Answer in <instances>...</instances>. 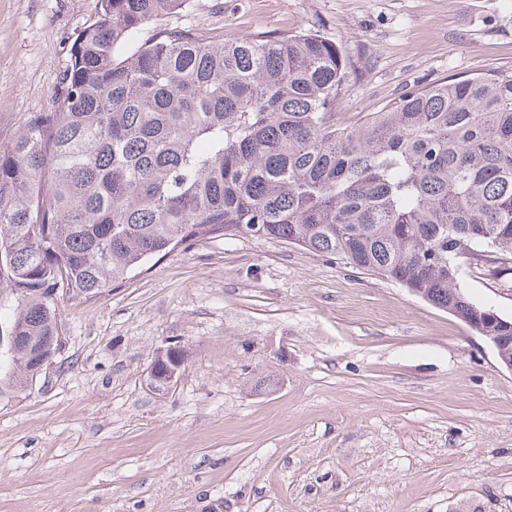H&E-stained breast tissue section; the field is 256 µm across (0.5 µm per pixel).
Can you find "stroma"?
I'll use <instances>...</instances> for the list:
<instances>
[{"mask_svg":"<svg viewBox=\"0 0 512 512\" xmlns=\"http://www.w3.org/2000/svg\"><path fill=\"white\" fill-rule=\"evenodd\" d=\"M99 0H0V134L49 111ZM314 30L353 63L347 125L408 89L512 75L504 0H189L140 33ZM512 319V271L462 262ZM65 349L0 399V512H512V372L455 315L278 239L179 247L60 305ZM189 352L150 388L159 347Z\"/></svg>","mask_w":512,"mask_h":512,"instance_id":"35a3bbf8","label":"stroma"}]
</instances>
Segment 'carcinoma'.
<instances>
[{"instance_id":"cac0c4a2","label":"carcinoma","mask_w":512,"mask_h":512,"mask_svg":"<svg viewBox=\"0 0 512 512\" xmlns=\"http://www.w3.org/2000/svg\"><path fill=\"white\" fill-rule=\"evenodd\" d=\"M186 2L100 0L52 109L0 141V288L19 337L0 397L32 387L29 350L61 336L50 289L94 298L202 238L335 255L468 324L461 262L512 268L511 75L411 91L348 128L351 63L319 34L139 42Z\"/></svg>"}]
</instances>
